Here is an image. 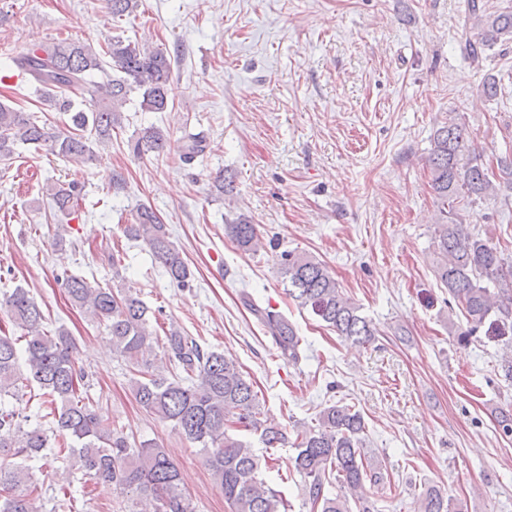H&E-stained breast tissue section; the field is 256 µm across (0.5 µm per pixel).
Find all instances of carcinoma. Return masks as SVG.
I'll return each instance as SVG.
<instances>
[{"label": "carcinoma", "mask_w": 512, "mask_h": 512, "mask_svg": "<svg viewBox=\"0 0 512 512\" xmlns=\"http://www.w3.org/2000/svg\"><path fill=\"white\" fill-rule=\"evenodd\" d=\"M113 17L133 12L136 0H106ZM460 49L478 65L485 51L502 39L512 40V10L488 13L483 0H465ZM29 77L40 100L70 114L69 130L60 132L38 116L0 103V161L17 153L18 143L72 160H85L90 143L112 141L121 127L120 108L132 93L141 107L163 112L168 107L171 59L162 50L138 48L120 38L107 41L102 52L76 41L42 44L11 57ZM168 138L156 127L143 128L130 141L136 156L166 151ZM432 189L441 203L434 229L439 255L437 274L467 329L457 337L469 342L481 328L512 350V261L497 247L470 231L455 212L463 199L474 203L496 192L494 179L512 185V152L485 166L471 155L466 127L450 121L433 134L428 158ZM83 187L73 181L50 188L55 212L66 217L78 206ZM128 235L143 241L166 269L171 282L189 285L188 264L170 240L161 217L146 205L137 207ZM224 233L250 251L257 228L239 213L224 224ZM288 295L336 333L356 344L374 336L370 321L345 296L326 266L315 258L284 251L280 254ZM63 285L71 304L103 324L115 353L133 371L130 387L147 412L170 421L187 439L201 446L206 465L233 512H288V501L260 478V459L229 430L254 431L267 448H281L287 437L260 419L258 393L235 363L214 350H204L192 336L176 329L166 333L168 360L181 375L168 378L149 359L153 348L147 329L148 308L131 288L92 289L76 275ZM281 355L300 358L301 338L283 314L247 302ZM19 337L0 334V512H43L42 491L31 478L27 462L48 447L44 430L24 428L27 417L5 407L4 398L18 393L19 381L36 383L50 397L55 431L71 439V467L100 483L136 497L132 512H194L183 492L177 464L156 443L133 447L124 433L109 424L81 394L86 373L79 366L75 340L62 326L50 335L45 315L28 291L16 288L0 299ZM22 347H17L19 342ZM26 373H21L20 364ZM364 421L349 405L333 404L320 411L316 424L297 431L294 468L314 512H379L368 487L384 480L381 466L362 447ZM418 512H449L448 496L429 486L418 498Z\"/></svg>", "instance_id": "carcinoma-1"}]
</instances>
